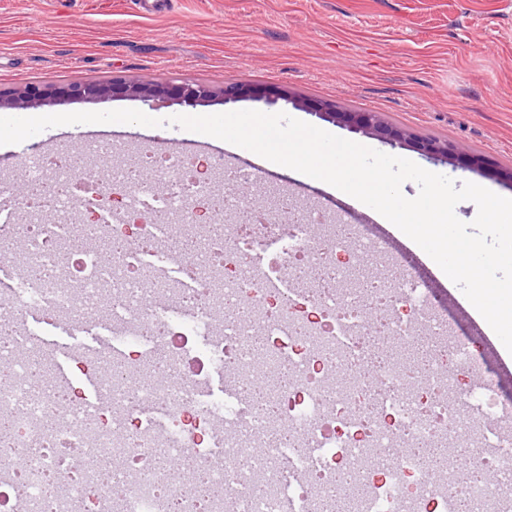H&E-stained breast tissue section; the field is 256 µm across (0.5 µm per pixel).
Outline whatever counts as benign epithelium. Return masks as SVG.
Here are the masks:
<instances>
[{"mask_svg":"<svg viewBox=\"0 0 512 512\" xmlns=\"http://www.w3.org/2000/svg\"><path fill=\"white\" fill-rule=\"evenodd\" d=\"M126 97L144 102L161 101L168 104L195 107L204 103L220 101L224 104L241 101L261 102L267 106L279 103L291 105L295 109L312 112L331 120L353 132L374 136L393 146L410 147L434 161H443L465 171L480 172L486 163L462 148L437 140L414 138L405 130L387 125L374 112H342L329 103H313L299 100L279 86H267L261 90L227 80L224 86L214 89L191 79L178 83L166 81L149 82H75L59 90L49 86L27 85L7 94L0 93V109L25 111L49 105L57 100H104Z\"/></svg>","mask_w":512,"mask_h":512,"instance_id":"1","label":"benign epithelium"}]
</instances>
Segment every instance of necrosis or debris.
Segmentation results:
<instances>
[{"instance_id":"4bbe7bcc","label":"necrosis or debris","mask_w":512,"mask_h":512,"mask_svg":"<svg viewBox=\"0 0 512 512\" xmlns=\"http://www.w3.org/2000/svg\"><path fill=\"white\" fill-rule=\"evenodd\" d=\"M85 154L91 166L46 149L25 158L22 174L0 171V200L14 202L18 178L30 187L26 223L1 224L0 245L19 246L23 269L48 272L34 286L18 278L0 319L21 308L75 319L107 292L112 326L110 348L71 358L97 381V395L71 385L64 402L31 376L49 357L36 336L0 341L11 371L0 379V416L12 428L0 454V512H224L223 498L202 497L188 477L157 465L158 451L191 452L229 487L238 512H328L325 492L342 472L357 490L355 512H456L462 498L472 512H512V433L500 428L512 409L489 384L471 385L477 350L453 336L384 247L339 230L315 206L254 224L264 188L247 171L234 178L251 193L219 198L178 160L142 146L91 143ZM190 199L233 224H172ZM78 202L96 203L98 221L78 218ZM138 213L146 223H131ZM177 228L199 248L171 275ZM270 237L278 250L249 263ZM109 240L124 245L110 259L96 248ZM340 250L375 254L381 274L357 277L352 264L336 263ZM306 264L315 276L291 292L271 277ZM188 288L204 294V306H188ZM161 364L172 374L151 383ZM258 366L272 414L254 411L241 392ZM218 369L220 400L205 388ZM279 430L287 444L257 449V438ZM404 436L431 448L480 447L500 482L427 485L410 449L390 453ZM104 455L121 463L113 492L98 483Z\"/></svg>"}]
</instances>
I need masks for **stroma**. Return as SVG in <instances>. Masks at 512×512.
<instances>
[{
  "label": "stroma",
  "mask_w": 512,
  "mask_h": 512,
  "mask_svg": "<svg viewBox=\"0 0 512 512\" xmlns=\"http://www.w3.org/2000/svg\"><path fill=\"white\" fill-rule=\"evenodd\" d=\"M189 78L218 88L226 80L254 87L279 84L295 97L326 101L349 112H374L419 139L459 145L487 159L472 173L434 164L418 152L349 131L303 110L294 118L380 152L404 157L456 182H472L512 198V0H0V91L74 81L137 82ZM136 109L161 119L156 128L76 124L47 129L43 141L100 134L152 146L180 140L187 161L235 155L272 187L292 188L306 204L351 209L336 189L292 176L287 167L169 124V117L225 112L149 106L123 98L63 101L47 113ZM411 277L431 295L459 298L445 307L455 333L477 339L484 370L512 401V370L468 320L471 303L449 278L436 275L416 252L402 254Z\"/></svg>",
  "instance_id": "obj_1"
}]
</instances>
